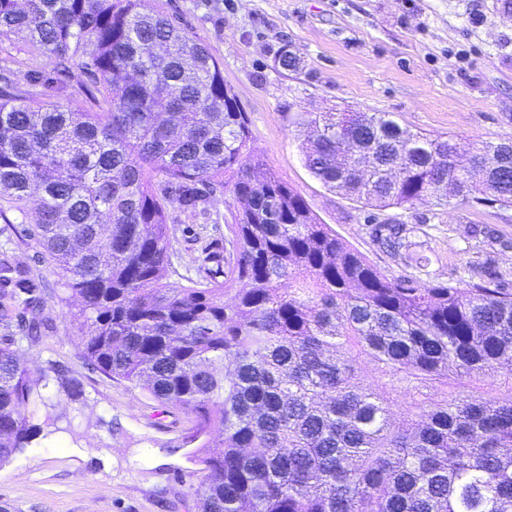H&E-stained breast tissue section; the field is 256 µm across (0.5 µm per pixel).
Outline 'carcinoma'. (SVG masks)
<instances>
[{"label":"carcinoma","instance_id":"cac0c4a2","mask_svg":"<svg viewBox=\"0 0 512 512\" xmlns=\"http://www.w3.org/2000/svg\"><path fill=\"white\" fill-rule=\"evenodd\" d=\"M77 66L73 92L0 64V218L27 236L79 305L86 361L147 392L203 479L202 512H512V292L491 277L390 278L264 168L220 62L150 0H0V40ZM303 160L372 210L378 243L422 267L402 224L375 212L512 207V141L470 148L390 112H296ZM237 203L224 253L200 281H168L167 204L193 215L217 190ZM41 282L0 247V465L78 426L47 389L83 401L63 364L33 376L25 348L49 328ZM231 301H224L229 289ZM377 384L357 381L358 358ZM487 378L498 397L471 390ZM457 389L448 398V384ZM414 408L394 413L398 402Z\"/></svg>","mask_w":512,"mask_h":512}]
</instances>
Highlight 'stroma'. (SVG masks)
I'll use <instances>...</instances> for the list:
<instances>
[{
	"mask_svg": "<svg viewBox=\"0 0 512 512\" xmlns=\"http://www.w3.org/2000/svg\"><path fill=\"white\" fill-rule=\"evenodd\" d=\"M155 9L196 35L221 63L224 82L250 122L251 146L266 166L307 201L321 223L390 277L408 270L374 240L367 210L315 179L303 162L292 112L349 106L390 112L409 129L450 135L461 145L512 138V0H153ZM299 68L281 65L283 48ZM230 190L210 197L194 219L168 206L174 250L169 279L202 278L197 223L227 224ZM402 224L425 258L429 279L477 277L494 268L512 288V207L423 202L377 212ZM18 262L48 282L44 314L52 327L27 351L31 372L60 361L83 383L81 403H60L81 426L34 441L0 466V505L9 512H201L190 487L199 478L192 445L168 426L141 390L111 380L85 361L77 306L61 303L55 275L11 216Z\"/></svg>",
	"mask_w": 512,
	"mask_h": 512,
	"instance_id": "obj_1",
	"label": "stroma"
}]
</instances>
